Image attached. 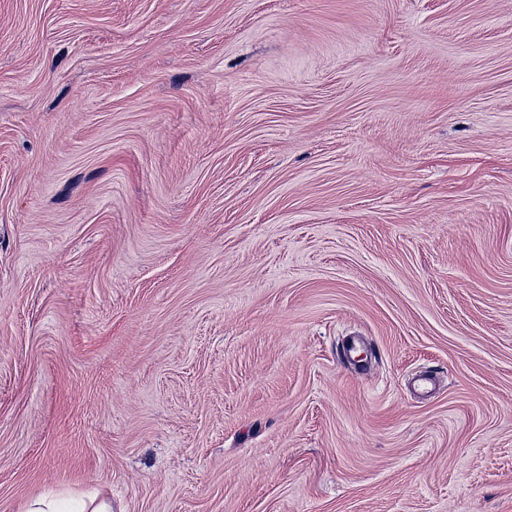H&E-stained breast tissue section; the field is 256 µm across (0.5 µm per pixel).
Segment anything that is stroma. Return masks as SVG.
Wrapping results in <instances>:
<instances>
[{
    "label": "stroma",
    "instance_id": "35a3bbf8",
    "mask_svg": "<svg viewBox=\"0 0 512 512\" xmlns=\"http://www.w3.org/2000/svg\"><path fill=\"white\" fill-rule=\"evenodd\" d=\"M49 487L512 512V0H0V512Z\"/></svg>",
    "mask_w": 512,
    "mask_h": 512
}]
</instances>
